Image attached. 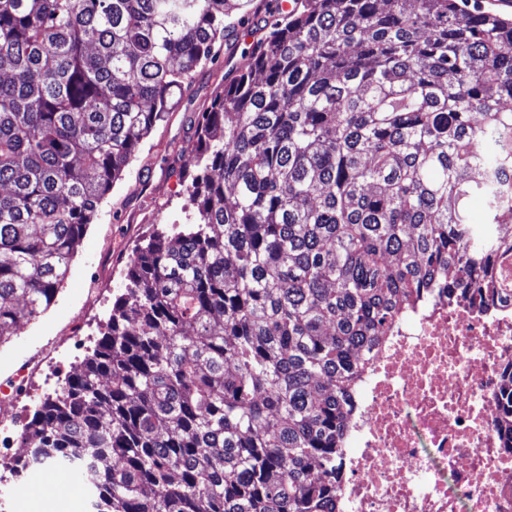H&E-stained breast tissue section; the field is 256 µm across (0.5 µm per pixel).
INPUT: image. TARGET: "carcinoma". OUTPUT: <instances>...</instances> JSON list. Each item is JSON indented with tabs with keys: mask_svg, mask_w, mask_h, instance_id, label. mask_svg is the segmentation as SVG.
I'll return each mask as SVG.
<instances>
[{
	"mask_svg": "<svg viewBox=\"0 0 512 512\" xmlns=\"http://www.w3.org/2000/svg\"><path fill=\"white\" fill-rule=\"evenodd\" d=\"M281 2L171 147L185 222L133 249L12 475L72 469L93 512H326L360 355L436 288L482 298L493 257L509 276L512 20L463 0ZM246 7L0 0V330L53 303L170 93Z\"/></svg>",
	"mask_w": 512,
	"mask_h": 512,
	"instance_id": "carcinoma-1",
	"label": "carcinoma"
}]
</instances>
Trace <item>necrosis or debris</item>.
Wrapping results in <instances>:
<instances>
[{
	"label": "necrosis or debris",
	"instance_id": "necrosis-or-debris-1",
	"mask_svg": "<svg viewBox=\"0 0 512 512\" xmlns=\"http://www.w3.org/2000/svg\"><path fill=\"white\" fill-rule=\"evenodd\" d=\"M413 304L368 359L336 512H512V299Z\"/></svg>",
	"mask_w": 512,
	"mask_h": 512
}]
</instances>
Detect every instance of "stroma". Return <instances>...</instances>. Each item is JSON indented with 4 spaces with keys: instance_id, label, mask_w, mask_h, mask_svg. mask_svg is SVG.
<instances>
[{
    "instance_id": "35a3bbf8",
    "label": "stroma",
    "mask_w": 512,
    "mask_h": 512,
    "mask_svg": "<svg viewBox=\"0 0 512 512\" xmlns=\"http://www.w3.org/2000/svg\"><path fill=\"white\" fill-rule=\"evenodd\" d=\"M251 42L244 34L219 42L216 61L200 66L192 83L174 93L165 121L144 140L101 201L54 303L0 345V384L45 348L54 351L52 360L28 373L21 385L16 402L22 416H29L40 399L59 389L93 349L115 296L124 288L133 248L153 229L184 222L186 191L162 173L167 147L187 140L191 119L210 107L225 74L244 66L242 50ZM24 452L21 441L0 442V512H89L77 478L51 482L39 470L20 485L8 479V465Z\"/></svg>"
}]
</instances>
